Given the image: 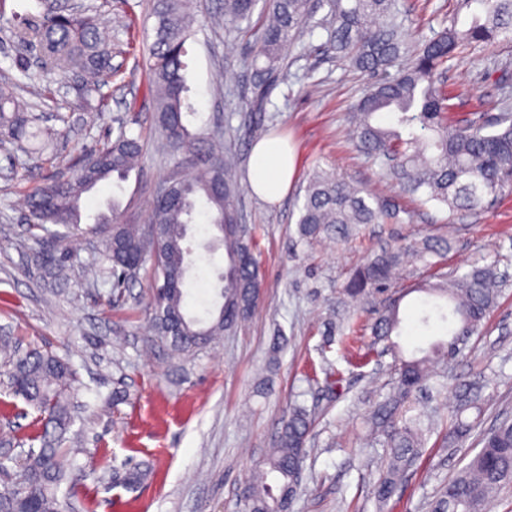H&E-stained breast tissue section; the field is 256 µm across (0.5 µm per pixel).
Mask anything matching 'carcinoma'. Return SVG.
<instances>
[{"label":"carcinoma","mask_w":512,"mask_h":512,"mask_svg":"<svg viewBox=\"0 0 512 512\" xmlns=\"http://www.w3.org/2000/svg\"><path fill=\"white\" fill-rule=\"evenodd\" d=\"M464 2L475 6L468 28L452 26L413 49L403 36L400 0H224V24L240 33L251 32L256 7L265 16L252 60L257 93L246 104L247 111H263L262 88L279 71L284 47L324 28L329 38L321 50L373 76L347 120L354 147L378 168L380 177L424 208H447L450 219L461 212L487 209L505 191L512 192V96L503 93L495 115L460 121L449 112L445 64L462 46L511 40L512 0ZM320 9L326 13L318 19ZM152 15L156 25L148 47L147 85L154 104L153 136L174 162L163 177L169 195L153 201L150 221L165 225L166 234L154 240L144 225L126 219L115 200L109 213L97 216L96 224L81 227L83 195L103 181L127 180L146 150L142 134L124 129L115 140L73 160L69 179L50 176L33 186L26 196L28 224L31 236L45 243L34 256L45 279H61L68 258L65 241L81 236L99 242L103 260L96 276L112 283L114 307L120 306L122 289L134 275L129 261L137 260L140 270L149 268L154 294L149 323L174 352L193 356L254 312L261 288L259 263L251 230L238 224L239 184L232 148L207 128L189 129L188 117L196 114L187 81V42L196 21L194 0H152ZM6 24L14 39L36 51L42 72L61 79L80 75L76 99L81 108L94 109V95L116 75L112 66L116 48L101 36L99 14L59 0H23V10L13 11ZM405 56L410 62L390 74L389 69ZM16 87L9 80L0 82V144L52 139L53 133L36 127L35 115L29 112V104L17 99ZM382 113L393 115V121L378 122ZM201 208L213 229L224 225L227 257L226 268L218 274L217 295L222 304L208 324L186 313L183 291L191 268V251L185 246L188 227ZM408 216L407 210L387 200L367 199L361 187L318 166L308 178L297 234L303 242L333 231L347 239L363 224H402ZM448 249L442 235L373 249L342 288L351 299L380 296L371 323L373 341L362 357L369 358L383 341L386 346L377 355L390 353L395 361L390 392L368 420L370 435L383 436L388 452L372 489L380 505L402 486L422 456L425 434L433 430V423L418 411L416 393L435 377L439 363L454 359L460 344L479 333L507 286L496 259L461 274L438 270ZM417 263L436 272L412 286L390 291L395 271ZM413 292L447 301L448 313L439 318L449 323L450 339L421 358L406 359L391 336L401 328L400 302ZM2 375L10 394L23 399L35 416L23 439H0L6 447H22L14 456H0V512H70V503L59 500L58 491L61 485L71 484L75 469V451L65 443L76 422L78 372L63 358L35 347L20 350L12 337L1 335ZM470 408H477L476 401L463 400L444 435L446 447H456L478 426V421L462 418ZM311 426L306 405L291 404L260 479L242 492L244 512H288L297 493L295 481L304 466ZM479 442L476 455L439 490L431 512H487L492 498L512 486V420L505 418L482 432ZM148 475L130 458L112 468V487L130 490Z\"/></svg>","instance_id":"1"}]
</instances>
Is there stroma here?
<instances>
[{"label":"stroma","mask_w":512,"mask_h":512,"mask_svg":"<svg viewBox=\"0 0 512 512\" xmlns=\"http://www.w3.org/2000/svg\"><path fill=\"white\" fill-rule=\"evenodd\" d=\"M93 7L105 16L106 39L129 42L113 58L115 81L98 97L104 107L85 111L75 104L72 80L56 81L32 67L34 84L51 87L53 100L38 108L40 127L55 134L54 164L32 158L9 166L0 148V335L14 336L22 347L50 346L77 368L80 401L89 407L69 434L78 454L75 489L61 487L78 512H242L240 487L261 467L273 447L281 422L295 395L314 408L301 488L289 512H430L437 490L451 480L479 450L478 435L461 447L446 450L443 420L455 408L467 381L482 379L481 410H468L466 420L489 429L512 417V194L477 214L449 218L447 211L421 208L383 180L356 152L347 124L351 105L369 74L355 70L333 53L319 52L327 39L323 30L283 51L284 68L266 93L264 111L249 112L253 97L251 60L255 39L231 27L215 25L223 0H197L195 35L189 40L188 83L198 110L192 127L208 125L236 153L245 190L237 203L240 223L255 233L263 288L259 303L246 321L224 333L195 357L176 355L157 340L145 317L149 281L139 276L125 292L123 309L107 303L111 283L96 281L100 260L93 241L70 239L65 279L43 280L32 254L16 248L27 238L24 198L45 175H68V166L84 149L116 137L120 128L150 134L153 102L147 93V46L155 24L147 0H68ZM403 30L408 43L433 37L442 28H467L471 11L461 0H405ZM452 95L451 110L464 118L475 112L498 111L504 91L512 92V41L472 45L448 63L445 74ZM263 122L280 133L296 152L297 173L287 196L270 203L249 188L247 171L255 137L250 129ZM171 164L156 146H149L138 171L122 184L109 182L85 194L83 223L119 200L128 219L148 221L155 184ZM335 169L368 192L407 209V224H369L356 239L321 238L300 242L297 207L307 177L315 166ZM440 232L451 243L448 269L498 260L509 285L481 332L460 354L438 366V390L421 399L437 426L429 435L420 467L385 505H377L368 480L386 462L382 442L369 439L366 419L388 393L394 377L393 358L359 364L358 341L326 340L328 319L373 317L374 300H343L340 291L350 271L383 242L401 243ZM211 226L191 225L189 238L197 255L189 284L187 311L199 317L212 308L216 270L224 253L204 256L202 245ZM424 296L413 293L401 303L403 329L396 342L405 357L443 337L436 325L413 328ZM280 352H273L274 344ZM343 372L340 392L326 389L322 372ZM129 394L112 408L106 399L113 389ZM132 456L149 464L152 473L139 487L112 486L102 457Z\"/></svg>","instance_id":"35a3bbf8"}]
</instances>
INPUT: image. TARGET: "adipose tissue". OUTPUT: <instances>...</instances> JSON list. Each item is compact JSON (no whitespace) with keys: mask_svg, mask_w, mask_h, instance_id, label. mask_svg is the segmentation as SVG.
Here are the masks:
<instances>
[{"mask_svg":"<svg viewBox=\"0 0 512 512\" xmlns=\"http://www.w3.org/2000/svg\"><path fill=\"white\" fill-rule=\"evenodd\" d=\"M294 172L293 155L280 139L271 138L255 144L249 178L259 197L271 202L281 200L288 192Z\"/></svg>","mask_w":512,"mask_h":512,"instance_id":"adipose-tissue-1","label":"adipose tissue"}]
</instances>
